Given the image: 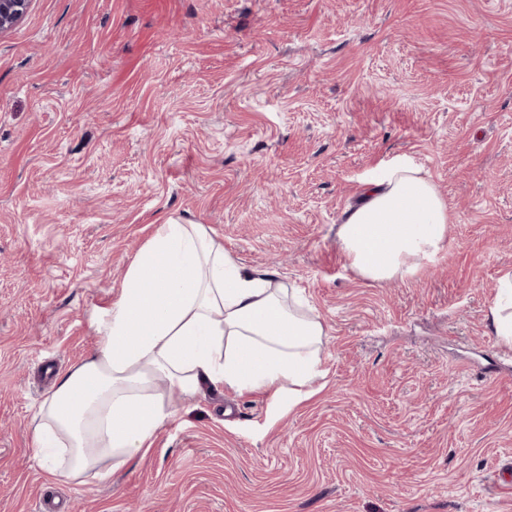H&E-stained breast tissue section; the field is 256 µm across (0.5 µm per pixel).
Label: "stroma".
Listing matches in <instances>:
<instances>
[{
  "label": "stroma",
  "instance_id": "1",
  "mask_svg": "<svg viewBox=\"0 0 512 512\" xmlns=\"http://www.w3.org/2000/svg\"><path fill=\"white\" fill-rule=\"evenodd\" d=\"M404 160L445 250L373 283L336 247ZM202 224L322 321L319 391L220 387L104 483L33 418L157 225ZM512 0H33L0 35V512H512ZM502 295L495 299L489 308L495 335L512 343V272L505 273L501 278Z\"/></svg>",
  "mask_w": 512,
  "mask_h": 512
}]
</instances>
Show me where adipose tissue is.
<instances>
[{
  "label": "adipose tissue",
  "instance_id": "adipose-tissue-1",
  "mask_svg": "<svg viewBox=\"0 0 512 512\" xmlns=\"http://www.w3.org/2000/svg\"><path fill=\"white\" fill-rule=\"evenodd\" d=\"M449 220L434 183L399 162L343 212L336 245L356 274L382 283L438 255ZM96 333V351L58 376L34 418L35 456L60 477L101 482L145 458L177 405L205 388L293 406L325 374L324 326L298 289L239 266L202 224L158 225Z\"/></svg>",
  "mask_w": 512,
  "mask_h": 512
}]
</instances>
